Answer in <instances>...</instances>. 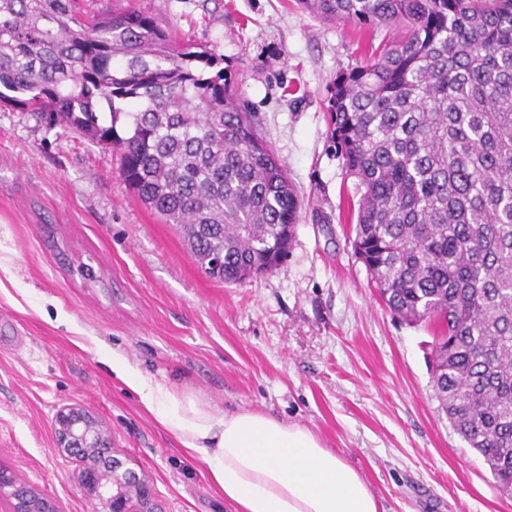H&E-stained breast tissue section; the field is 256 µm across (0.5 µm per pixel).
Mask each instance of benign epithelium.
Instances as JSON below:
<instances>
[{
	"label": "benign epithelium",
	"instance_id": "benign-epithelium-1",
	"mask_svg": "<svg viewBox=\"0 0 512 512\" xmlns=\"http://www.w3.org/2000/svg\"><path fill=\"white\" fill-rule=\"evenodd\" d=\"M58 451L80 463L77 483L99 502L103 512H162L152 485L114 455L110 434L79 405L60 408L53 422ZM0 497L8 512H61L58 504L35 492L14 473L0 467Z\"/></svg>",
	"mask_w": 512,
	"mask_h": 512
}]
</instances>
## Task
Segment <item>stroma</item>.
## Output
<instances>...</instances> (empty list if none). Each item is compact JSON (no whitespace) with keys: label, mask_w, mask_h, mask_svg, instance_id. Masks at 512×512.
<instances>
[{"label":"stroma","mask_w":512,"mask_h":512,"mask_svg":"<svg viewBox=\"0 0 512 512\" xmlns=\"http://www.w3.org/2000/svg\"><path fill=\"white\" fill-rule=\"evenodd\" d=\"M81 6L146 11L221 58L302 207L281 266L227 284L122 182L115 150L0 107V466L62 512H98L52 431L78 404L165 512H235L208 462L113 375L117 354L206 409L306 426L361 472L380 512H512L439 407L433 327L391 314L351 247L359 195L327 109L337 75L391 31L325 22L297 0Z\"/></svg>","instance_id":"obj_1"}]
</instances>
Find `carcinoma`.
Listing matches in <instances>:
<instances>
[{"label":"carcinoma","mask_w":512,"mask_h":512,"mask_svg":"<svg viewBox=\"0 0 512 512\" xmlns=\"http://www.w3.org/2000/svg\"><path fill=\"white\" fill-rule=\"evenodd\" d=\"M298 3L325 21L403 30L339 74L331 97L333 135L361 192L351 244L394 315L437 327L440 409L506 494L512 0ZM216 65L143 11L89 16L79 0H0V105L118 148L122 181L183 231L201 270L240 283L280 265L301 201L231 78L209 73Z\"/></svg>","instance_id":"1"}]
</instances>
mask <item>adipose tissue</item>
<instances>
[{
  "mask_svg": "<svg viewBox=\"0 0 512 512\" xmlns=\"http://www.w3.org/2000/svg\"><path fill=\"white\" fill-rule=\"evenodd\" d=\"M112 372L179 435L188 453L209 462L213 481L237 512H379L365 478L307 427L256 412L207 410L142 377L121 357H113Z\"/></svg>",
  "mask_w": 512,
  "mask_h": 512,
  "instance_id": "ef3b65f1",
  "label": "adipose tissue"
}]
</instances>
